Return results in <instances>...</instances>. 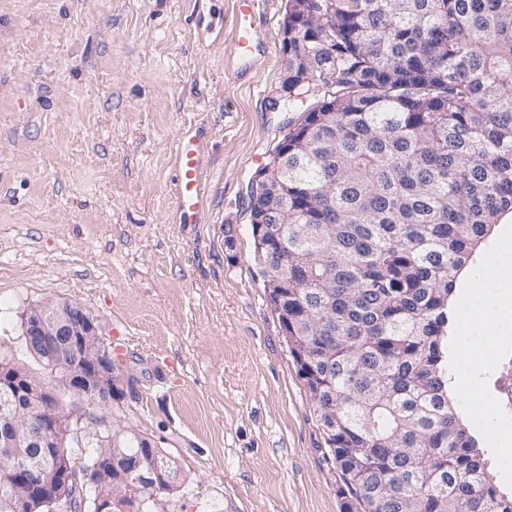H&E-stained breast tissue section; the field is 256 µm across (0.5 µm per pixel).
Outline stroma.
<instances>
[{
  "instance_id": "obj_1",
  "label": "stroma",
  "mask_w": 512,
  "mask_h": 512,
  "mask_svg": "<svg viewBox=\"0 0 512 512\" xmlns=\"http://www.w3.org/2000/svg\"><path fill=\"white\" fill-rule=\"evenodd\" d=\"M286 12L259 0L244 63L235 0H0V361L38 369L41 302L92 316L125 376L112 420L179 463L165 512L353 503L254 260L252 191L295 118L274 106ZM179 192L177 206L186 224L195 222L203 204L199 147L191 138L177 145Z\"/></svg>"
}]
</instances>
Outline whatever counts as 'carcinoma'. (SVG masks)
I'll return each instance as SVG.
<instances>
[{
  "mask_svg": "<svg viewBox=\"0 0 512 512\" xmlns=\"http://www.w3.org/2000/svg\"><path fill=\"white\" fill-rule=\"evenodd\" d=\"M295 21L279 99L303 119L251 224L332 458L366 512H512L448 395L447 347L459 272L512 213V0H288ZM153 494L125 502L160 512Z\"/></svg>",
  "mask_w": 512,
  "mask_h": 512,
  "instance_id": "carcinoma-1",
  "label": "carcinoma"
}]
</instances>
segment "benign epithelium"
<instances>
[{
  "label": "benign epithelium",
  "instance_id": "1",
  "mask_svg": "<svg viewBox=\"0 0 512 512\" xmlns=\"http://www.w3.org/2000/svg\"><path fill=\"white\" fill-rule=\"evenodd\" d=\"M23 336L38 362L51 370L45 378L23 364L0 365V390L7 400L0 405V509L3 512H72L82 487L108 488L98 494V512L121 508L119 501L134 484L160 490L167 483L158 460L148 449L151 438L142 435L147 451L132 463L123 458V437L128 429L112 432L116 456L99 458L88 465L84 458L57 457L44 460L50 449L62 448L70 429L87 419L78 407L67 408L61 397H73L99 407L122 394V371L110 361L95 319L80 306L66 301H46L32 308L26 317Z\"/></svg>",
  "mask_w": 512,
  "mask_h": 512
}]
</instances>
